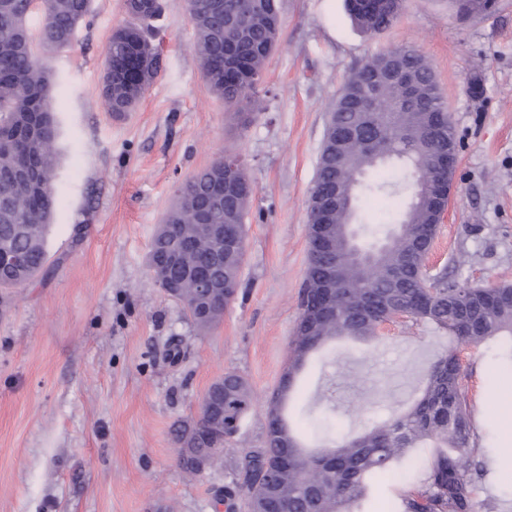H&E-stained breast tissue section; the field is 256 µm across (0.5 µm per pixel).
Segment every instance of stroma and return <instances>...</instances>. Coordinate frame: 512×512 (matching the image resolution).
Returning <instances> with one entry per match:
<instances>
[{
  "mask_svg": "<svg viewBox=\"0 0 512 512\" xmlns=\"http://www.w3.org/2000/svg\"><path fill=\"white\" fill-rule=\"evenodd\" d=\"M159 72L133 112L114 117L103 66L123 0H92L72 48L47 55L62 204L48 262L32 281L0 288V512H234L224 464L186 472L178 428L208 387L234 372L255 401L241 449L265 437L266 401L288 363L308 267L309 199L326 125L346 79L367 59L415 44L432 65L459 144L454 191L427 260L452 282L512 283V0L462 13L454 0H404L395 23L360 32L344 0H279L282 30L255 110L234 114L204 80L186 0H161ZM239 155L256 186L246 217L241 284L219 322L199 329L152 279L148 253L179 186L218 156ZM407 197L362 194V242L394 228ZM452 338L432 325L387 322L376 349L319 355L297 385L336 411L328 439L381 422L419 392L420 368ZM497 342L461 350L472 444L486 472L474 512H512V391ZM435 450L383 478L385 512H401Z\"/></svg>",
  "mask_w": 512,
  "mask_h": 512,
  "instance_id": "obj_1",
  "label": "stroma"
}]
</instances>
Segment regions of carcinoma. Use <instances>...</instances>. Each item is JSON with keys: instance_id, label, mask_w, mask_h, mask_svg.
Returning a JSON list of instances; mask_svg holds the SVG:
<instances>
[{"instance_id": "cac0c4a2", "label": "carcinoma", "mask_w": 512, "mask_h": 512, "mask_svg": "<svg viewBox=\"0 0 512 512\" xmlns=\"http://www.w3.org/2000/svg\"><path fill=\"white\" fill-rule=\"evenodd\" d=\"M347 10L365 33H377L399 15V0H346ZM91 0H0V242L20 253L24 271L0 272V288L27 284L47 262L46 236L60 206L54 180L53 150L59 99L44 55L69 49ZM130 18L110 39L103 96L109 111H132L158 72L150 40L161 8L155 0L134 6L124 0ZM195 31L203 77L228 106L252 101L265 61L276 49L281 18L278 0H190L186 4ZM41 16L37 32L27 21ZM402 69L403 83L388 84L384 74ZM358 136L342 141L341 131ZM455 134L436 77L420 50L406 43L373 57L344 83L326 126L311 197L336 191L329 218L309 204L308 236L321 233L331 247L309 250L301 296V318L291 341L288 367L266 404L262 445L247 448L232 464L233 479L224 497L239 499L243 512H376L378 480L402 466L411 451L436 448L423 488L402 499L404 512H473V486L484 475L470 447L472 426L468 393L461 384L459 349L478 346L506 334L512 337V283L492 286L448 284L427 278L425 252L435 231V195L439 159ZM404 168L392 180L377 156ZM373 184L359 188L397 195L409 190L410 202L399 229L366 250L368 262L350 258L347 243L358 206L351 186L367 172ZM255 186L244 166L224 169V157L194 174L177 190V202L156 232L149 251L152 278L184 303L193 322L211 327L224 315L240 285L245 256V217ZM204 201L215 202V224L239 235L234 251L224 252L215 272L224 281L202 315L187 300L192 277L212 268L215 243L196 221ZM406 316L445 330L456 346L429 359L422 370L419 396L392 416L330 444L305 442L301 424L287 415L297 394V378L313 355L338 340L369 343L378 325ZM206 397L224 404L228 441L253 405L248 382L226 373ZM212 415L200 409L195 447L209 454Z\"/></svg>"}]
</instances>
